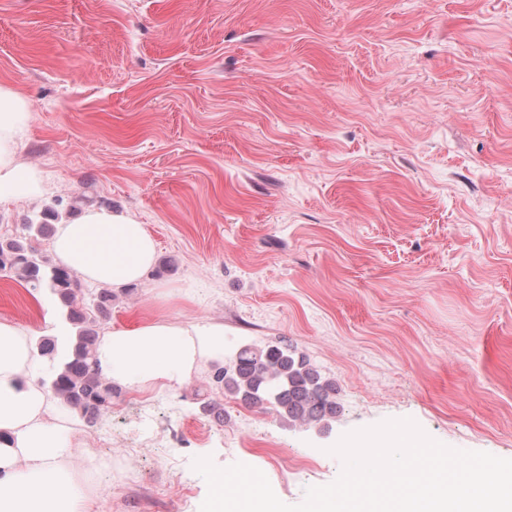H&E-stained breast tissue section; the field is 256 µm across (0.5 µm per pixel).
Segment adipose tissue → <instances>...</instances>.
I'll return each instance as SVG.
<instances>
[{
    "label": "adipose tissue",
    "instance_id": "obj_1",
    "mask_svg": "<svg viewBox=\"0 0 512 512\" xmlns=\"http://www.w3.org/2000/svg\"><path fill=\"white\" fill-rule=\"evenodd\" d=\"M31 118V105L0 87V204L45 192L42 171L19 159ZM51 249L86 282L116 289L142 282L157 262L146 226L104 207L60 220ZM31 334L0 319V512H89L88 469L72 464L78 422L38 382ZM95 359L106 380L139 392L174 390L202 360L223 365L224 325L158 316L106 332Z\"/></svg>",
    "mask_w": 512,
    "mask_h": 512
}]
</instances>
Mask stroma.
<instances>
[{
	"label": "stroma",
	"instance_id": "stroma-1",
	"mask_svg": "<svg viewBox=\"0 0 512 512\" xmlns=\"http://www.w3.org/2000/svg\"><path fill=\"white\" fill-rule=\"evenodd\" d=\"M0 86L45 205L146 224L158 263L102 330L224 324V355L288 343L334 378L305 426L211 384L120 387L81 422L94 512H197L211 457L296 505L349 431L409 417L512 459V0H0ZM48 291L0 274V318L64 347Z\"/></svg>",
	"mask_w": 512,
	"mask_h": 512
}]
</instances>
